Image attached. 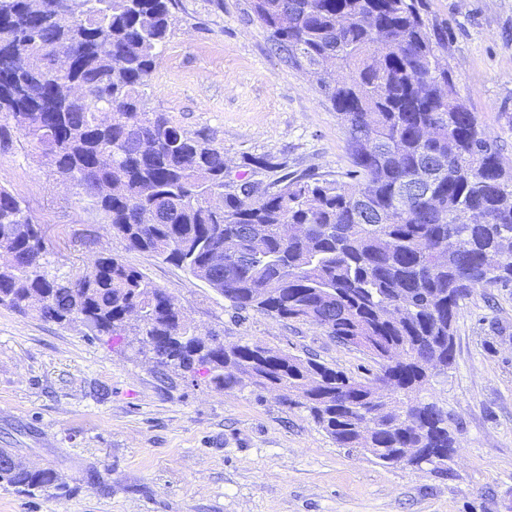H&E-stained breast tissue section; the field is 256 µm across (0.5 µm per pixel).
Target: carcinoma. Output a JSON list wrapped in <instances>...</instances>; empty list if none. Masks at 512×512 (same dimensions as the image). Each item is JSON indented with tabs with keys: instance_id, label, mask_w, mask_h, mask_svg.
<instances>
[{
	"instance_id": "obj_1",
	"label": "carcinoma",
	"mask_w": 512,
	"mask_h": 512,
	"mask_svg": "<svg viewBox=\"0 0 512 512\" xmlns=\"http://www.w3.org/2000/svg\"><path fill=\"white\" fill-rule=\"evenodd\" d=\"M0 0V148L23 138L83 190L126 249L149 253L257 311L358 339L378 371L353 378L314 358L256 343L205 342L145 273L102 254L76 275L50 270L28 205L0 185V305L46 322H81L121 339L128 314L142 344L217 387L246 381L310 413L339 448L383 465L401 448H448V413L405 403L382 383L422 392L455 360L454 325L474 288L512 284V166L457 90L448 25L428 0H251L277 50L305 71L343 126L353 181L311 175L265 184L229 179L224 150L162 112L144 87L181 10L180 0ZM84 99L57 94L55 54ZM251 174L281 167L268 156ZM121 182L103 196L100 186ZM223 198L214 210L209 198ZM143 211L154 213L141 223ZM285 224L304 232L284 237ZM224 250V268L209 254ZM40 296L42 301L34 302ZM26 492L67 483L53 469L20 470Z\"/></svg>"
}]
</instances>
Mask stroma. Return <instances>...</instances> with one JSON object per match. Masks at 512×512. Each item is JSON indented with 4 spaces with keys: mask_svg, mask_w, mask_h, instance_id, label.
Listing matches in <instances>:
<instances>
[{
    "mask_svg": "<svg viewBox=\"0 0 512 512\" xmlns=\"http://www.w3.org/2000/svg\"><path fill=\"white\" fill-rule=\"evenodd\" d=\"M450 27L457 87L512 165V0H430ZM186 131L222 147L233 175L268 155L284 175L345 181V132L308 76L279 55L250 0H182L144 95ZM0 184L46 229L51 271L73 275L98 252L169 290L199 334L313 357L348 376L373 369L319 327L249 311L155 256L125 250L38 149L0 151ZM428 397L448 412L447 471L385 467L336 447L276 393L224 390L157 366L136 336L117 344L0 306V448L60 472L68 495L0 482V512H512V284L475 288L455 324V360ZM98 485L85 482L88 470Z\"/></svg>",
    "mask_w": 512,
    "mask_h": 512,
    "instance_id": "35a3bbf8",
    "label": "stroma"
}]
</instances>
